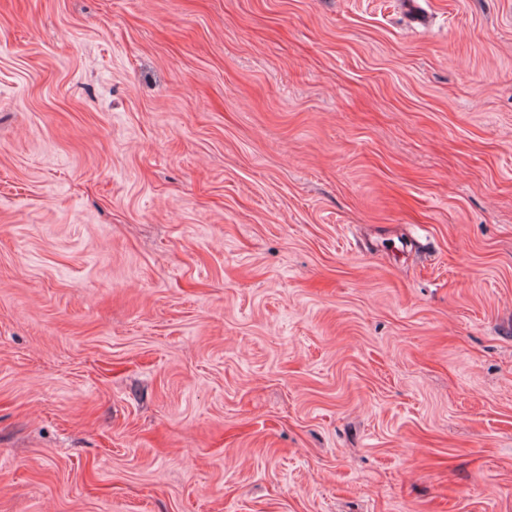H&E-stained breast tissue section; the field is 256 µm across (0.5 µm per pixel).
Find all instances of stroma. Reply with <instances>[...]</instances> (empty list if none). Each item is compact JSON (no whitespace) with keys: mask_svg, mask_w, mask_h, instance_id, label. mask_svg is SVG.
Returning a JSON list of instances; mask_svg holds the SVG:
<instances>
[{"mask_svg":"<svg viewBox=\"0 0 512 512\" xmlns=\"http://www.w3.org/2000/svg\"><path fill=\"white\" fill-rule=\"evenodd\" d=\"M0 0V512H512V0Z\"/></svg>","mask_w":512,"mask_h":512,"instance_id":"obj_1","label":"stroma"}]
</instances>
